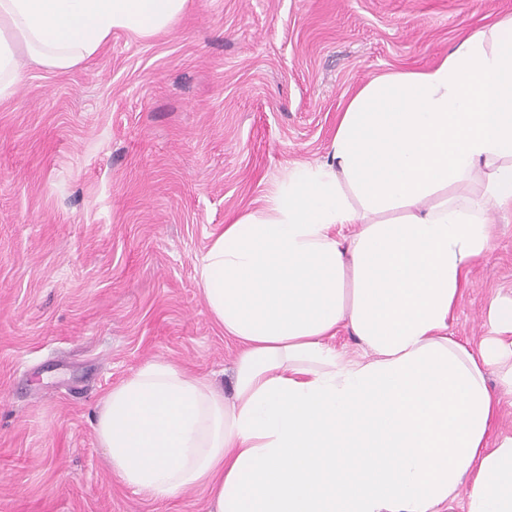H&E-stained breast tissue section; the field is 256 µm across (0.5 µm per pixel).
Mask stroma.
Instances as JSON below:
<instances>
[{
	"instance_id": "35a3bbf8",
	"label": "stroma",
	"mask_w": 512,
	"mask_h": 512,
	"mask_svg": "<svg viewBox=\"0 0 512 512\" xmlns=\"http://www.w3.org/2000/svg\"><path fill=\"white\" fill-rule=\"evenodd\" d=\"M512 0H192L158 37L116 30L66 71L24 64L0 99V512H209L111 471L104 392L165 360L232 394L237 343L195 269L228 217L328 155L345 100L438 63ZM512 299L494 217L448 325L478 344Z\"/></svg>"
}]
</instances>
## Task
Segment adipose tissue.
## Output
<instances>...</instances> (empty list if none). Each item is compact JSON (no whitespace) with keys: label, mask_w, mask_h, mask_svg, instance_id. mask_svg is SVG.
Here are the masks:
<instances>
[{"label":"adipose tissue","mask_w":512,"mask_h":512,"mask_svg":"<svg viewBox=\"0 0 512 512\" xmlns=\"http://www.w3.org/2000/svg\"><path fill=\"white\" fill-rule=\"evenodd\" d=\"M189 0H0V98L16 42L68 70L113 31H168ZM324 163L289 169L197 266L240 349L232 396L153 361L102 396L110 468L155 498L206 487L213 512H512V437L489 446L496 366L512 389V301L468 347L448 322L492 214L512 213V16L435 66L345 103ZM347 328L361 352L331 344Z\"/></svg>","instance_id":"ef3b65f1"}]
</instances>
